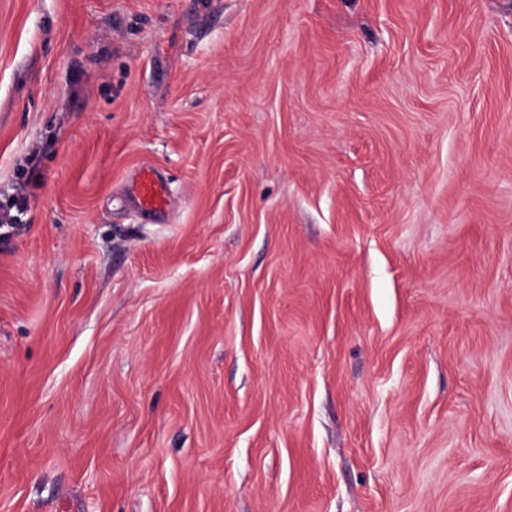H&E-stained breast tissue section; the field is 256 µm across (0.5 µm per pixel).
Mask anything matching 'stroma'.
<instances>
[{
    "label": "stroma",
    "instance_id": "1",
    "mask_svg": "<svg viewBox=\"0 0 512 512\" xmlns=\"http://www.w3.org/2000/svg\"><path fill=\"white\" fill-rule=\"evenodd\" d=\"M0 512H512V0H0ZM132 193L144 211L163 215L168 204V189L163 179L149 168L137 172L132 181Z\"/></svg>",
    "mask_w": 512,
    "mask_h": 512
}]
</instances>
